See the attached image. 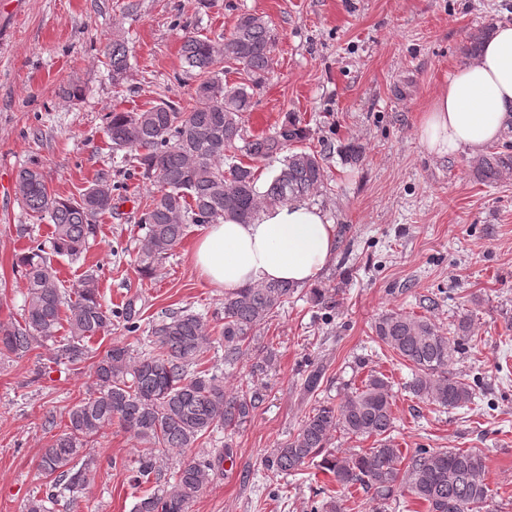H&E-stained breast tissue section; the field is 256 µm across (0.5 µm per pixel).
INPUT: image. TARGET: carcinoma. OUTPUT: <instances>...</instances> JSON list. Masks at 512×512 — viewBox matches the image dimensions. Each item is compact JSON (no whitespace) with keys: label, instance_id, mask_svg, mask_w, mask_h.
Returning <instances> with one entry per match:
<instances>
[{"label":"carcinoma","instance_id":"cac0c4a2","mask_svg":"<svg viewBox=\"0 0 512 512\" xmlns=\"http://www.w3.org/2000/svg\"><path fill=\"white\" fill-rule=\"evenodd\" d=\"M491 28L469 36L463 53L477 57ZM273 38L268 21L243 14L233 29L215 41L184 36L182 56L199 81L193 103L180 108L166 101L139 112L109 113L106 134L114 151L133 153V173L156 181L158 195L145 201L143 236L137 271L150 275L182 240L189 224H212L224 218L249 223L264 205L306 198L324 187L322 158L296 147L306 137L290 119L274 133L246 138L241 114L251 108L253 91L268 71ZM112 67V82L122 83L129 69L125 40L114 38L103 50ZM236 65L246 81L224 83V65ZM279 163L274 176L258 185V164ZM473 177L497 184L512 178V140L493 148L472 165ZM23 205L53 224L51 236L36 241L17 258L22 268V320L0 325V354L19 358L53 346L50 363L85 361V343L112 331V319L130 334L141 330L134 302L110 309L102 304L88 274L66 292L58 288L52 257L78 260L95 239L96 218L115 207L107 173L77 198L52 195L38 162L16 178ZM296 289L283 282L242 288L224 297L219 335L224 364L233 365L254 341L257 327L276 316ZM68 335L58 332L62 322ZM378 341L407 362L413 371L409 391L443 408H463L474 401L472 386L454 372L461 336H447L425 316L387 311L374 322ZM152 349L138 356L115 345L94 364L87 397L67 412L61 433L42 448L37 468L46 479L43 496L25 512H53L90 485L96 460L88 444L117 424L144 448L130 468L138 488L154 483L137 498L133 512H189L191 503L211 483L214 461L189 458L165 476L160 462L172 452L193 448L216 427L235 433L256 408L257 391L224 390V374L196 366L208 329L203 316L173 311L149 327ZM394 395L384 375L370 374L339 404L323 400L301 420L297 433L265 458L270 480L295 475L318 463L343 490L360 486L380 501L401 492L422 503L426 512H489L485 457L476 448H420L408 464L390 439ZM374 439L376 446L345 456L329 452L335 433Z\"/></svg>","mask_w":512,"mask_h":512}]
</instances>
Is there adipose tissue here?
Instances as JSON below:
<instances>
[{"mask_svg":"<svg viewBox=\"0 0 512 512\" xmlns=\"http://www.w3.org/2000/svg\"><path fill=\"white\" fill-rule=\"evenodd\" d=\"M512 119V24L495 26L479 55L441 85L418 126L427 153L478 154ZM336 255V227L323 212L296 199L264 207L248 224L208 225L193 260L210 286L233 293L270 282L313 283Z\"/></svg>","mask_w":512,"mask_h":512,"instance_id":"ef3b65f1","label":"adipose tissue"}]
</instances>
